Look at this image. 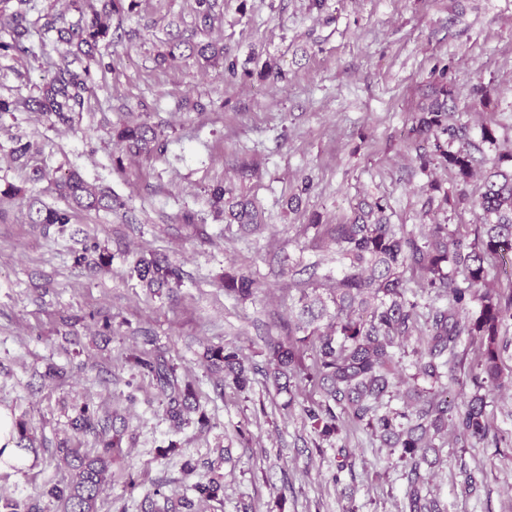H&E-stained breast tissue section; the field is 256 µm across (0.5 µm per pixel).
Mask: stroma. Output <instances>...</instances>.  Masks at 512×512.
Listing matches in <instances>:
<instances>
[{
  "mask_svg": "<svg viewBox=\"0 0 512 512\" xmlns=\"http://www.w3.org/2000/svg\"><path fill=\"white\" fill-rule=\"evenodd\" d=\"M88 7L9 4L27 23L63 26ZM215 14L206 30L192 0H137L113 15L72 122L0 112V410L25 422L35 445L0 469V495L57 512L45 491L70 477L58 448L99 449L95 433L73 427L86 407L111 412L116 442L97 512H144L155 493L189 498L211 478L224 493L196 512H400L395 455L351 423L320 437L302 411L316 388L298 375L277 390L266 344L287 338L301 288L338 276L318 243L351 223L360 201L380 202L390 223L417 234L437 221L473 237L480 176L463 183L423 164L410 129L444 82L452 123L476 141L492 132L484 157L512 152V0H218ZM177 31L218 42L236 76L192 58L159 63ZM27 45L0 53V99L38 97L65 63L38 31ZM128 121L153 126L165 154H129L113 133ZM26 143L27 159L14 161ZM72 170L118 207L75 211L63 233L26 223L30 195L65 207L56 181ZM218 184L255 203L263 231L217 215ZM87 235L98 243L89 254ZM143 254L168 259L179 281L146 287L131 273ZM240 274L256 281L251 298L224 288ZM500 339L507 385L486 409L487 440L449 441L426 472L443 512H512V320ZM147 344L197 396L182 425L169 420L159 381L128 362ZM211 345L255 366L246 390L208 365Z\"/></svg>",
  "mask_w": 512,
  "mask_h": 512,
  "instance_id": "35a3bbf8",
  "label": "stroma"
}]
</instances>
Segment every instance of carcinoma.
<instances>
[{
  "label": "carcinoma",
  "mask_w": 512,
  "mask_h": 512,
  "mask_svg": "<svg viewBox=\"0 0 512 512\" xmlns=\"http://www.w3.org/2000/svg\"><path fill=\"white\" fill-rule=\"evenodd\" d=\"M98 2L101 7L93 11L90 22L58 28L55 21L49 20L44 24L45 31L56 32L58 43L74 45L79 50L87 47L83 55L95 59L94 50L107 36L112 14L123 9L122 0ZM187 50L206 63L224 57V48L211 42L194 43L180 38L168 42L167 56L175 60ZM89 77L88 65L80 70L61 67L32 105L46 116L69 122L71 113L83 107ZM450 98L448 86L438 88L431 102L420 108L414 131L436 134L433 156L467 180L483 160L475 158L480 146L468 137L466 129L448 124ZM442 135L448 136L444 144L440 142ZM119 138L138 151L157 155L165 151V143L144 123L124 127ZM456 141L460 142L456 151L445 148ZM59 190L68 208H53L32 196L27 201L28 223L55 226L63 233L71 223L73 210L112 208L111 196L90 187L75 172L61 178ZM224 195V185L215 186L211 191L213 204L228 206L225 213L239 224L260 227L257 209L230 205ZM476 207L480 224L472 241L449 234L446 224H432L426 234L418 237L387 223L379 202L359 208L352 223L336 228V254L344 271L335 287L329 289L326 298L315 288L300 298L295 331L303 336L292 335L286 342L271 339L267 344L270 377L276 384L301 367L300 345L311 344L308 377L320 390L321 400L304 407L305 415L321 427L323 437L339 433L349 421L365 426L391 449L396 463L404 468L408 512H442L439 500L424 492L423 468L431 465L429 453H439L435 440L448 435L450 426L462 442L484 440L488 434L486 397L502 386L499 336L503 323L512 318V293L504 296L490 289L485 263L491 256L512 259V153L499 156L486 170ZM450 264L454 266L451 274ZM408 268L422 272L426 287L448 299L447 304L432 310L423 349L414 351L416 376L441 383L449 372L464 367V355L458 352L462 340L480 341L479 359L468 372L477 392L467 400L462 412L454 411L442 391L397 389L400 350L412 335L416 320L417 304L407 298L403 286V274ZM134 271L149 288L179 280L176 268L156 258L137 259ZM254 286L255 280L242 274L230 279L226 288L246 298L253 294ZM206 357L223 368L224 375L232 378L237 388L249 386V369L236 349L210 348ZM129 361L139 373L152 375L163 383L173 420L180 422L184 414L193 410L192 392L179 384L174 368L163 356L142 349ZM387 397L401 398L406 410H383ZM78 421L82 428L101 436V451L89 455L75 448L58 449L70 467L71 477L63 485L51 486L45 495L60 503L63 512H96L97 499L108 482L109 456L114 446L107 437L110 417L93 415L85 409ZM221 489L215 478L193 486L200 502L217 499Z\"/></svg>",
  "instance_id": "cac0c4a2"
}]
</instances>
